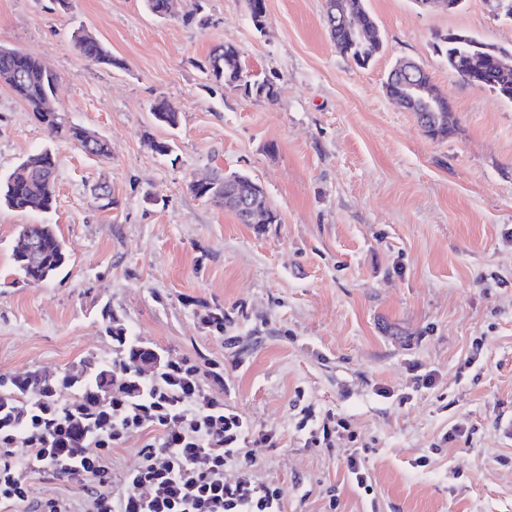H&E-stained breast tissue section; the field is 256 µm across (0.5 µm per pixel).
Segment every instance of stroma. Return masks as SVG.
Returning <instances> with one entry per match:
<instances>
[{"label":"stroma","mask_w":512,"mask_h":512,"mask_svg":"<svg viewBox=\"0 0 512 512\" xmlns=\"http://www.w3.org/2000/svg\"><path fill=\"white\" fill-rule=\"evenodd\" d=\"M202 3L205 30L183 21L185 0L164 19L144 0H0V46L56 72L63 124L111 151L50 135L0 85V175L43 148L58 161L52 210L0 206V378L111 362L109 308L165 358L222 366V382L202 385L249 429L224 479L278 489L280 512H512V101L459 79L434 48L451 30L510 48L512 17L496 0L451 12L366 0L383 49L361 68L338 53L324 0H266L259 27L248 0ZM80 28L112 67L75 48ZM224 43L276 101L209 84L203 67ZM402 59L449 96L447 137L387 96ZM162 98L176 128L152 115ZM219 168L261 184L276 223L242 224L196 197L192 180ZM22 224L65 241L67 263L40 285L13 267ZM216 306L220 333L203 321ZM327 416L350 428L315 442ZM154 437L113 449L115 498ZM351 448L370 491L347 478Z\"/></svg>","instance_id":"obj_1"}]
</instances>
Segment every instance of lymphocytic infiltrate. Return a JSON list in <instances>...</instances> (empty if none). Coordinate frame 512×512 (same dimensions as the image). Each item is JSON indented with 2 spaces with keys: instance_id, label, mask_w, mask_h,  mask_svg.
I'll return each mask as SVG.
<instances>
[{
  "instance_id": "obj_1",
  "label": "lymphocytic infiltrate",
  "mask_w": 512,
  "mask_h": 512,
  "mask_svg": "<svg viewBox=\"0 0 512 512\" xmlns=\"http://www.w3.org/2000/svg\"><path fill=\"white\" fill-rule=\"evenodd\" d=\"M174 374L190 382L172 390L122 423L113 419L111 399L73 394L72 375L13 379L15 388L32 390L26 405L0 404V512L27 506L28 512H266L263 503L275 489L254 486L249 478L225 483L224 467L245 439L238 415L225 412L224 402L205 391L190 360L168 362ZM151 428L158 436L142 452L134 483L120 501L112 499V451L133 432ZM23 442L27 460H15L11 449ZM191 454L195 469L175 475L168 449ZM43 467L58 480L80 486L78 498H35L24 476Z\"/></svg>"
}]
</instances>
